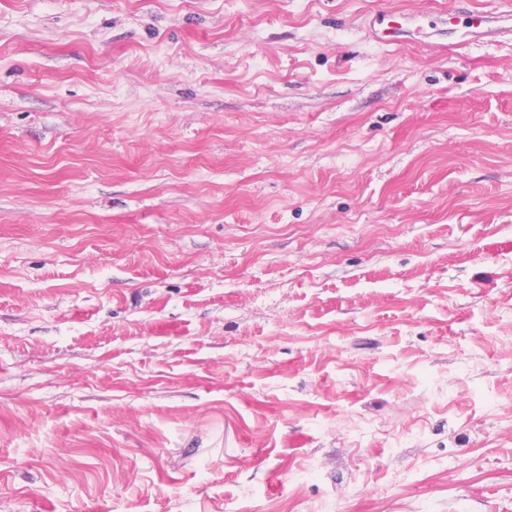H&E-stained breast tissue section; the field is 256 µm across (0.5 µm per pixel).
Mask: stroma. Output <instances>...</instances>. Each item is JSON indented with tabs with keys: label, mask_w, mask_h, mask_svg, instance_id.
Returning <instances> with one entry per match:
<instances>
[{
	"label": "stroma",
	"mask_w": 512,
	"mask_h": 512,
	"mask_svg": "<svg viewBox=\"0 0 512 512\" xmlns=\"http://www.w3.org/2000/svg\"><path fill=\"white\" fill-rule=\"evenodd\" d=\"M465 1L0 0V512H512Z\"/></svg>",
	"instance_id": "35a3bbf8"
}]
</instances>
